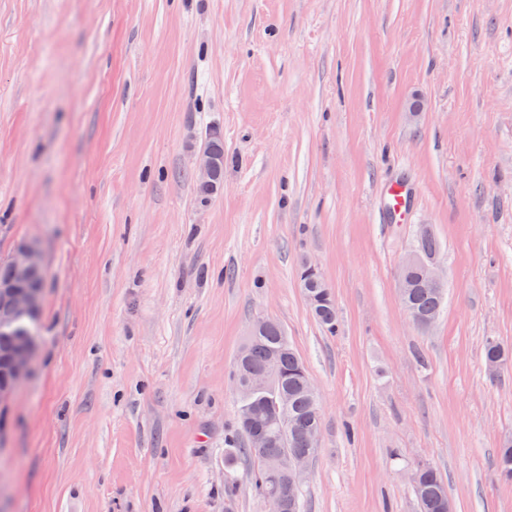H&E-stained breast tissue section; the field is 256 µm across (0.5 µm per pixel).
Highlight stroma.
<instances>
[{
  "label": "stroma",
  "mask_w": 512,
  "mask_h": 512,
  "mask_svg": "<svg viewBox=\"0 0 512 512\" xmlns=\"http://www.w3.org/2000/svg\"><path fill=\"white\" fill-rule=\"evenodd\" d=\"M423 227L448 280L427 328L397 288ZM22 240L46 285L0 512H267L252 461H224L259 318L321 405L303 512H418L424 462L455 512H512V361L483 357L512 349V0H0V260ZM203 144L210 146L220 157L219 166L218 158L210 148L203 147L196 155L195 176L200 182L196 184V191L202 201L208 202L224 187V138L219 130L213 129L209 131ZM218 166L219 170L213 184L205 185L211 184ZM384 201L386 212L395 221L407 220L412 213L411 194L402 182L387 187ZM305 263L300 268L299 279L306 302L313 319L330 335L336 334L338 328V312L334 295L321 273L301 279Z\"/></svg>",
  "instance_id": "stroma-1"
}]
</instances>
